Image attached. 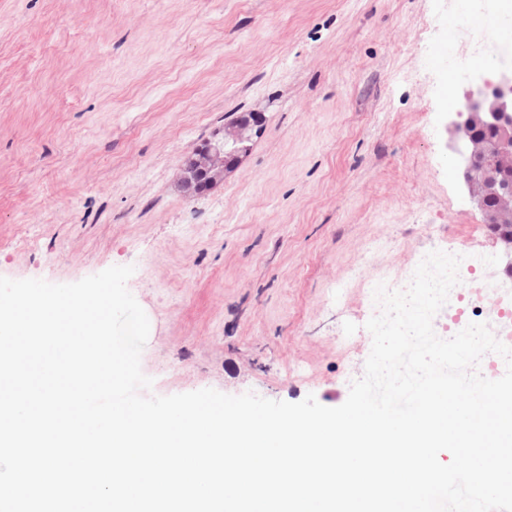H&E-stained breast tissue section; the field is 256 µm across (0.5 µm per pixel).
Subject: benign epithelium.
<instances>
[{
  "label": "benign epithelium",
  "instance_id": "benign-epithelium-1",
  "mask_svg": "<svg viewBox=\"0 0 512 512\" xmlns=\"http://www.w3.org/2000/svg\"><path fill=\"white\" fill-rule=\"evenodd\" d=\"M450 125L448 149L457 173L512 276V70L495 82H475L466 93L464 111ZM262 129L261 114L243 113L194 145L183 164V189L197 194L215 185L250 150Z\"/></svg>",
  "mask_w": 512,
  "mask_h": 512
}]
</instances>
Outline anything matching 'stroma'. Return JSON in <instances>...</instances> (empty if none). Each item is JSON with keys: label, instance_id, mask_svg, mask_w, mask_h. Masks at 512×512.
Segmentation results:
<instances>
[{"label": "stroma", "instance_id": "35a3bbf8", "mask_svg": "<svg viewBox=\"0 0 512 512\" xmlns=\"http://www.w3.org/2000/svg\"><path fill=\"white\" fill-rule=\"evenodd\" d=\"M467 0H0V276L113 265L150 332L151 394L251 391L327 407L364 374L368 273L469 243L512 288L452 170L448 122L485 53ZM457 21L449 29V21ZM245 112L265 130L209 191L191 144Z\"/></svg>", "mask_w": 512, "mask_h": 512}]
</instances>
